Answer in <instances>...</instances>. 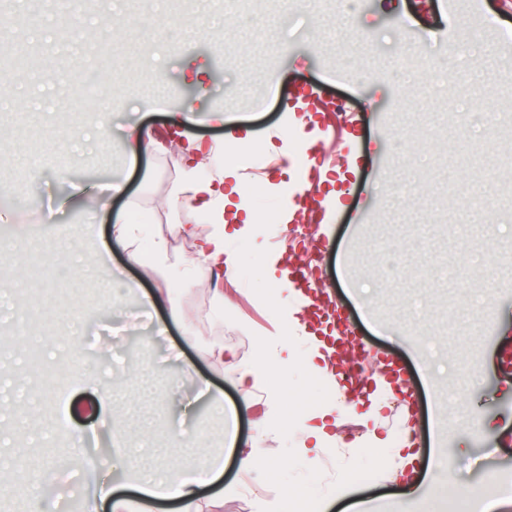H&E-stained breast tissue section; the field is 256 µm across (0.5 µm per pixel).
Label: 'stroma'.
<instances>
[{
	"mask_svg": "<svg viewBox=\"0 0 512 512\" xmlns=\"http://www.w3.org/2000/svg\"><path fill=\"white\" fill-rule=\"evenodd\" d=\"M30 0H0V51L28 69V79L0 78V280L16 265L48 253L69 229L83 267L60 265L53 280L26 279L0 297V327L34 324L38 362L0 351V395L35 399L0 416V436L20 437L35 468L0 464V512H28L34 479L59 488L54 512H83L84 494L100 466L113 481L114 440L148 447L153 468L164 471L179 453L169 438L181 413V394H194L197 378L212 399L198 402L187 423L208 431L201 456L219 452L224 473L208 486L221 493L214 512H287L285 488L312 492L316 512H344L370 499L379 512L404 501L423 512L435 484L448 493L492 496L512 478V234L497 230V216L512 214V0H59L28 22ZM92 73L114 83L118 106L97 128V102L72 100L65 86ZM164 78L168 93L151 84ZM323 101L316 132L281 137L263 169L251 172L250 152L239 154L248 205L264 211L300 202L292 221L307 236L284 238L273 224L255 240L238 242L239 275L197 285L178 297L181 312L169 333L154 337L139 306L141 291L160 298L193 280L186 264L197 238L211 225L169 205L185 164L184 146L210 153L223 142L226 123L258 135L280 134L288 104L307 92ZM199 122L176 124L185 105ZM223 113L225 124L208 122ZM139 123L157 147L134 156L121 136ZM408 141L396 157V138ZM340 173V199L326 197L323 170ZM127 183L126 198L92 216L96 188ZM157 216L151 238L169 224H195V237L167 239L154 266L129 264L127 251L109 239L112 211L127 199ZM40 215L38 228L21 221ZM280 255L305 270L306 296L323 294L345 319L357 365L379 416L343 408L315 469L303 466L298 430L280 427L278 389L306 385L313 401L329 402L335 364L309 373L292 366L256 384L250 402L240 398L217 347L237 360L278 363L280 331L302 358L309 342L291 326L290 311L274 308L255 275L261 260ZM111 293L114 308L101 299ZM116 356L97 375L114 393L135 390L133 369L150 366L154 395L113 414H137L153 424L104 427L89 411L96 398L90 379L63 374L53 390L42 387L41 367H54L51 351L78 346L97 364L99 343ZM429 351L443 391L430 400L418 355ZM190 364L193 375L182 373ZM235 412L237 442L248 446L266 430L270 460H287L280 482L264 470L239 471L226 451L222 418ZM495 429H484L485 421ZM448 429V461L439 478L420 468L441 429ZM408 433L412 453L397 452L386 469L369 464L378 438Z\"/></svg>",
	"mask_w": 512,
	"mask_h": 512,
	"instance_id": "1",
	"label": "stroma"
}]
</instances>
